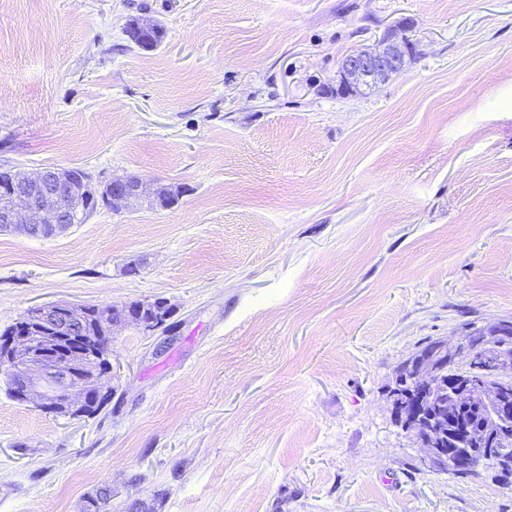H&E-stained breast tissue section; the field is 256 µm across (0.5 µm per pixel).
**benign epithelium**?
Instances as JSON below:
<instances>
[{"instance_id":"benign-epithelium-1","label":"benign epithelium","mask_w":512,"mask_h":512,"mask_svg":"<svg viewBox=\"0 0 512 512\" xmlns=\"http://www.w3.org/2000/svg\"><path fill=\"white\" fill-rule=\"evenodd\" d=\"M413 53L407 37L392 31L376 45L359 50L344 59L340 66L339 85L351 94L373 89L392 75L401 72ZM111 208L117 209L145 194L144 182L137 178H115L102 182ZM84 201L60 169H45L31 175L11 173L0 181V223L27 233L36 229L60 233L76 222ZM87 308L60 301L31 307L13 325L12 333L0 339V368L17 384L20 399L50 413L78 414L86 408L95 393L107 388L112 376L110 357L102 355L85 336ZM133 323L142 332H155L152 322L127 314L124 307H107L100 325L108 335L116 325ZM498 374L499 386L485 385L474 389L459 378L448 387L455 400L463 397L480 399L485 406L479 430L489 439L492 451L505 428L512 425V379ZM439 371L429 358H420L410 377L396 373L391 389L394 420L409 421L416 432L434 436L442 434L443 424L429 410L428 388ZM474 434L471 424L454 425V446L438 448L428 443L422 463L433 468L440 461L465 472L478 470L483 458L480 449L463 444Z\"/></svg>"}]
</instances>
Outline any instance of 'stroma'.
<instances>
[{
  "instance_id": "1",
  "label": "stroma",
  "mask_w": 512,
  "mask_h": 512,
  "mask_svg": "<svg viewBox=\"0 0 512 512\" xmlns=\"http://www.w3.org/2000/svg\"><path fill=\"white\" fill-rule=\"evenodd\" d=\"M162 43L131 42L130 20ZM403 71L356 97L389 31ZM180 196L0 233V330L34 305L165 299L112 332L70 421L0 378V512H512L423 467L388 398L427 338L512 320V0H0V167ZM413 53L405 36L391 31L376 45L359 50L344 59L340 66L339 85L346 93L357 94L373 89L392 75L401 72Z\"/></svg>"
}]
</instances>
